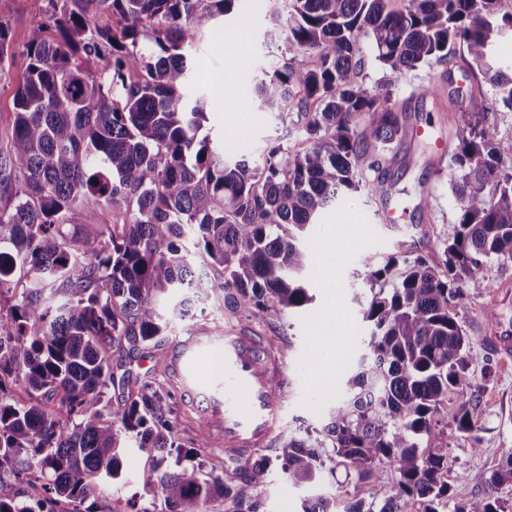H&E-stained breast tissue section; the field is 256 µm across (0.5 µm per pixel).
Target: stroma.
<instances>
[{
	"instance_id": "1",
	"label": "stroma",
	"mask_w": 512,
	"mask_h": 512,
	"mask_svg": "<svg viewBox=\"0 0 512 512\" xmlns=\"http://www.w3.org/2000/svg\"><path fill=\"white\" fill-rule=\"evenodd\" d=\"M40 20L29 0H0V22L7 26L15 46H22ZM277 43L276 31L257 0H240L232 14L217 19L189 50L191 73L183 93L190 99L205 97L203 131L220 148L225 160H257L269 141L291 143L299 135L296 115L264 112L255 104V85ZM216 75L223 79V88L214 86L212 78ZM394 81L397 102L407 113L408 126L424 127L428 137L422 141L405 139L399 149L387 154L385 194L355 193L324 214L323 229L331 228L337 220H347L353 237L361 241L358 254L340 255L332 263L320 252V232L305 239V246L314 256L305 279L316 295L315 304L301 312L272 311L259 323L228 317L220 310L222 297L213 296L204 302L202 312L183 318L177 312L178 296L165 294L158 307L168 321L166 333L147 343L126 342L108 351L114 376L107 395L110 406L120 405L129 390L142 381L154 377L171 380L166 362L156 361L155 356L167 353L179 339L204 330L220 336L226 329L245 327L265 336L275 352L284 353L283 366L293 383L282 402L273 439L301 437L306 431L322 427L336 397L318 391L317 364L310 354L324 318L331 314L336 319L335 338L344 344L346 352L340 371H347L351 359L357 357L364 328L362 309L368 296L367 290L359 286L362 254L382 256L399 251L410 259L420 255L437 262L443 257L446 240L454 233L457 201L448 174L428 165L427 158L436 143L447 142L460 109L457 91L467 82L460 72L442 75L428 67L395 76ZM231 128L238 129L239 136L230 144L224 133ZM426 195L432 198L428 208L421 205ZM392 207L399 213L397 221L384 222L385 212ZM483 274L492 283V290L467 294L453 307L477 353L467 376L483 412L480 441L472 443L457 431L453 422L457 402L453 399L441 411L443 426L428 439L429 446L448 451L445 480L456 503L480 495L481 489L472 478L474 471L495 469L512 455V358L502 357L486 345L487 336L502 328L512 329V259L488 262ZM167 408L192 437L193 453L203 457L217 446V439L180 396H173ZM149 468L135 449H127L121 479L100 486L99 501L131 497L142 489ZM313 494L329 498L334 512H343L352 500L371 498L368 485L346 480L344 472L304 485L290 481L280 467L273 465L260 491V512H301L303 500Z\"/></svg>"
}]
</instances>
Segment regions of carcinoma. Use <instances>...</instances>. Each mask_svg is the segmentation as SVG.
I'll return each mask as SVG.
<instances>
[{"label":"carcinoma","instance_id":"cac0c4a2","mask_svg":"<svg viewBox=\"0 0 512 512\" xmlns=\"http://www.w3.org/2000/svg\"><path fill=\"white\" fill-rule=\"evenodd\" d=\"M96 2L116 27L103 31L63 5L16 49L0 22V71L22 69L0 155V512H157L135 494L99 510L96 487L121 476L130 441L151 462L144 488L157 489L166 512H202L217 492L224 512H259L270 463L229 483L219 452L184 464L163 381L109 409L108 348L161 335L156 296L168 289L183 295L182 317L218 288L229 314L256 321L309 306L299 274L312 256L296 232L352 193L383 190L382 176L367 175L376 165L359 161L406 136L388 75L446 64L469 83L448 172L457 215L445 260L363 257L367 329L356 369L322 428L275 449L290 480L340 468L373 487L370 502L345 512H445L448 449L422 440L450 392L456 429L476 445L482 420L466 378L475 354L451 306L466 289L491 288L488 262L512 258V157L481 119L493 111L489 89L512 112V64L495 52L512 37V12L502 0H266L284 41L256 99L264 112L296 114L303 140L268 144L250 165L211 147L201 135L205 99L181 94L193 39L238 0ZM364 38L383 69L369 86ZM106 56L112 72L97 80L84 61ZM81 207L107 210L112 223L76 238ZM199 258L212 273L196 271ZM13 382L27 400L1 396ZM473 479L482 494L453 512H507L500 489L512 485V455Z\"/></svg>","mask_w":512,"mask_h":512}]
</instances>
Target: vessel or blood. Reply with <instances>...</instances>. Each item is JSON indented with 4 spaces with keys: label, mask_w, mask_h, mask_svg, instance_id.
I'll use <instances>...</instances> for the list:
<instances>
[{
    "label": "vessel or blood",
    "mask_w": 512,
    "mask_h": 512,
    "mask_svg": "<svg viewBox=\"0 0 512 512\" xmlns=\"http://www.w3.org/2000/svg\"><path fill=\"white\" fill-rule=\"evenodd\" d=\"M168 363L181 395L223 438L225 455L245 460L270 442L291 382L263 337L189 336L172 346Z\"/></svg>",
    "instance_id": "vessel-or-blood-1"
}]
</instances>
